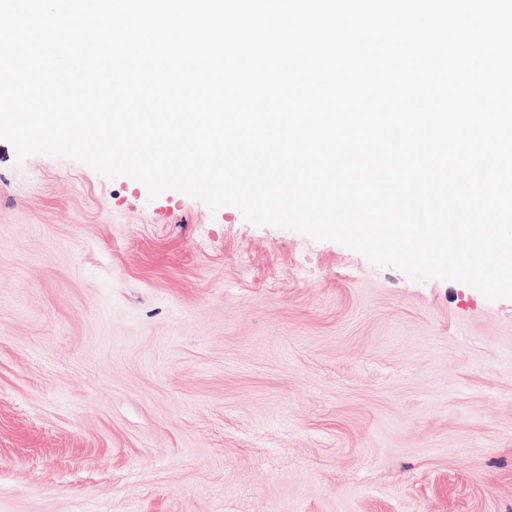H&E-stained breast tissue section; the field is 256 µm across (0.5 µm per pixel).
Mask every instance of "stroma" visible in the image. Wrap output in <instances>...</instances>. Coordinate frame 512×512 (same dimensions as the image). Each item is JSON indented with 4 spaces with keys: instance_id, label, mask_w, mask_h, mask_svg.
I'll return each mask as SVG.
<instances>
[{
    "instance_id": "35a3bbf8",
    "label": "stroma",
    "mask_w": 512,
    "mask_h": 512,
    "mask_svg": "<svg viewBox=\"0 0 512 512\" xmlns=\"http://www.w3.org/2000/svg\"><path fill=\"white\" fill-rule=\"evenodd\" d=\"M0 512H512V298L0 141Z\"/></svg>"
}]
</instances>
